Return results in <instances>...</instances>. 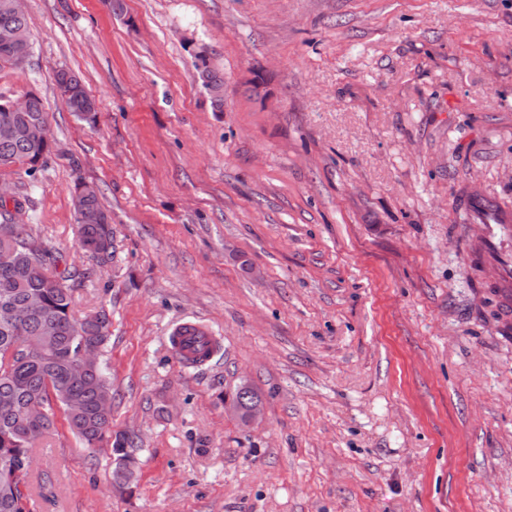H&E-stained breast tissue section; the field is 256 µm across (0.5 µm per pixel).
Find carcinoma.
Listing matches in <instances>:
<instances>
[{"label":"carcinoma","mask_w":512,"mask_h":512,"mask_svg":"<svg viewBox=\"0 0 512 512\" xmlns=\"http://www.w3.org/2000/svg\"><path fill=\"white\" fill-rule=\"evenodd\" d=\"M29 29L26 15H16L0 6V28ZM197 76L206 72L214 81H224L217 68L203 56H194ZM70 111L79 112L91 100L83 82L72 87L57 85ZM47 116L43 99L32 95L25 112L0 107V129L9 126L8 136L0 135V165H19L31 176L52 155V143L26 135L29 126ZM103 221L76 224L77 241L98 264L112 261L116 251L109 213L98 194L86 199ZM19 247L11 257L0 248V307L26 312L15 322L0 321V512H30L22 486L28 475L31 451L56 425V411L63 412L69 430L91 452L106 446L114 457L111 475L115 483L128 479L136 466L134 438L112 435V381L102 363L89 365L80 377L70 374V363L82 345L105 347L111 336L112 320L102 309L81 319L72 312L71 289L67 277L57 272L55 249L33 238L23 224L11 225ZM40 401L44 414L38 420L28 416L30 406Z\"/></svg>","instance_id":"obj_1"}]
</instances>
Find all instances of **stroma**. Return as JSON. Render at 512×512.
<instances>
[{"instance_id": "obj_1", "label": "stroma", "mask_w": 512, "mask_h": 512, "mask_svg": "<svg viewBox=\"0 0 512 512\" xmlns=\"http://www.w3.org/2000/svg\"><path fill=\"white\" fill-rule=\"evenodd\" d=\"M22 6L32 52L0 95L43 98L54 153L0 180L74 273L76 316L112 315V430L140 466L113 491L57 421L31 512H512V325L465 207H512V0ZM81 181L112 214L103 268L75 242ZM180 322L223 350L182 364ZM243 385L252 425L224 409ZM57 89L59 90L60 96L68 105L70 112H80L84 105L92 99L83 82H81L77 76L72 88L63 87L61 84L57 83Z\"/></svg>"}]
</instances>
